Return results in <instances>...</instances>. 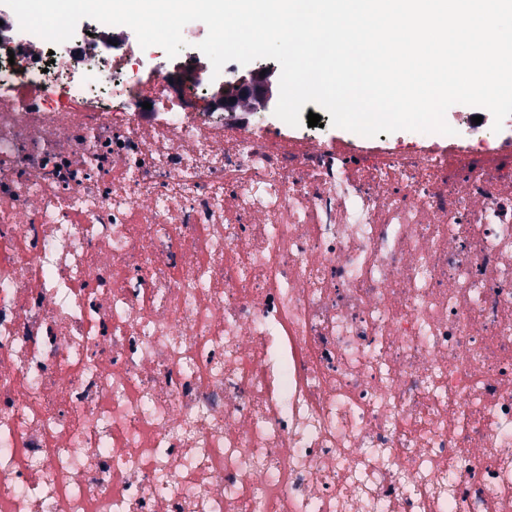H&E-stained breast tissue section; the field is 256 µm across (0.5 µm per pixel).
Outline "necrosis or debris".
<instances>
[{
    "label": "necrosis or debris",
    "mask_w": 512,
    "mask_h": 512,
    "mask_svg": "<svg viewBox=\"0 0 512 512\" xmlns=\"http://www.w3.org/2000/svg\"><path fill=\"white\" fill-rule=\"evenodd\" d=\"M135 55L0 46V512H512V151L226 124Z\"/></svg>",
    "instance_id": "necrosis-or-debris-1"
}]
</instances>
